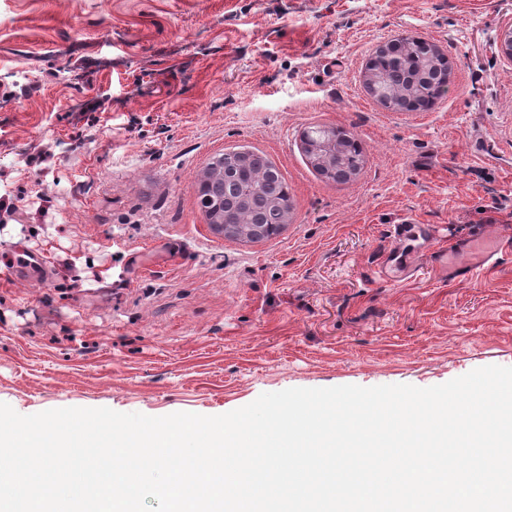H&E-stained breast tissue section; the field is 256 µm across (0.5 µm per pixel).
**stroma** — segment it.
Segmentation results:
<instances>
[{
    "instance_id": "stroma-1",
    "label": "stroma",
    "mask_w": 512,
    "mask_h": 512,
    "mask_svg": "<svg viewBox=\"0 0 512 512\" xmlns=\"http://www.w3.org/2000/svg\"><path fill=\"white\" fill-rule=\"evenodd\" d=\"M510 25L512 0H0V402L216 416L512 367V247L469 281L439 259L512 233ZM401 36L451 67L424 112L362 85ZM317 125L361 144L348 182L308 164ZM242 147L293 202L256 242L198 205V173ZM379 72L382 71L375 66V63L368 61L362 69L361 79L366 86V91L373 99L382 106H389L390 102L385 86L381 84V78L377 76Z\"/></svg>"
}]
</instances>
